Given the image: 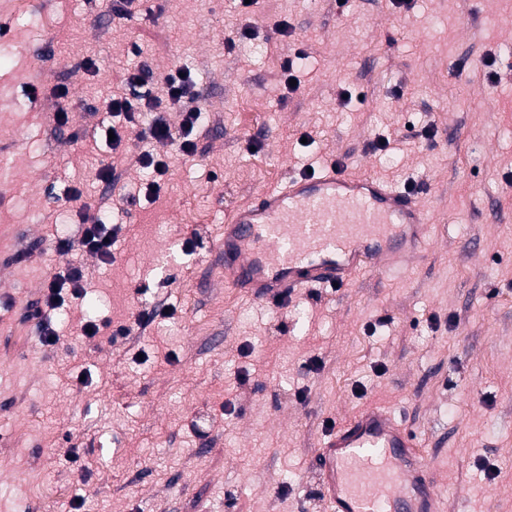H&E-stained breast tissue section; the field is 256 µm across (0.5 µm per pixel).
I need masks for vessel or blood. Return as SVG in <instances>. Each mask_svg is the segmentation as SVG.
<instances>
[{"instance_id":"b4317fda","label":"vessel or blood","mask_w":512,"mask_h":512,"mask_svg":"<svg viewBox=\"0 0 512 512\" xmlns=\"http://www.w3.org/2000/svg\"><path fill=\"white\" fill-rule=\"evenodd\" d=\"M431 215L414 193L327 167L291 175L224 214L213 249L224 284L252 300L298 288L345 286L388 274L422 255ZM316 479L329 512H446L435 466L396 409L371 406L317 444Z\"/></svg>"}]
</instances>
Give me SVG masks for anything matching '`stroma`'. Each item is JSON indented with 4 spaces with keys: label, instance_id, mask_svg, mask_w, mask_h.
<instances>
[{
    "label": "stroma",
    "instance_id": "1",
    "mask_svg": "<svg viewBox=\"0 0 512 512\" xmlns=\"http://www.w3.org/2000/svg\"><path fill=\"white\" fill-rule=\"evenodd\" d=\"M113 5L0 0V512H69L78 496L84 512H328L315 446L375 403L416 429L447 512H512V0H413L404 22L390 0H258L257 32L231 52L236 0H134L128 19ZM288 42L307 54L291 94ZM141 61L160 78L188 65L208 120L196 156L170 146L160 195L131 206L150 143L133 129L115 154L98 131ZM110 162L118 181H97ZM333 162L418 190L434 218L422 259L283 307L225 287L211 253L225 210ZM70 186L110 201L112 262L57 251L56 225L78 232ZM70 261L100 321L158 304L173 318L111 345L81 336L74 300L42 349L25 314Z\"/></svg>",
    "mask_w": 512,
    "mask_h": 512
}]
</instances>
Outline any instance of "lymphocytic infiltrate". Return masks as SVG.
<instances>
[{
  "label": "lymphocytic infiltrate",
  "mask_w": 512,
  "mask_h": 512,
  "mask_svg": "<svg viewBox=\"0 0 512 512\" xmlns=\"http://www.w3.org/2000/svg\"><path fill=\"white\" fill-rule=\"evenodd\" d=\"M154 81V72L148 64L128 68L123 79V91L112 93L104 101L107 111L114 117L110 127L114 134L111 149H119L125 140L127 127L136 125L142 126L143 136L153 144L152 150L141 153L139 157L141 166L149 175L144 186L145 194L149 197L159 194L160 181L168 171L167 147L175 144L184 156H194L198 149L196 132L204 121L202 111L196 104V82L191 69L170 71L165 78L166 93L161 97L153 93ZM174 108L180 109L183 114L176 128L167 118L168 112ZM68 194L70 200L81 204V234L76 239L57 234L59 252L66 254L80 250L102 261L111 260L112 242L121 232V225L110 224L109 211L104 203H82L83 192L80 188H70ZM84 294L85 274L82 266L71 263L50 276L45 285L42 306L29 308L27 312L28 318L39 322V342L42 347L53 348L60 339L56 328L44 321V310L62 308L66 299L79 300Z\"/></svg>",
  "instance_id": "f902f5d3"
}]
</instances>
